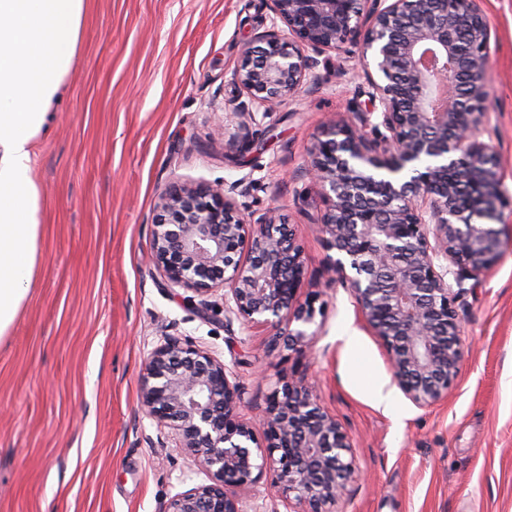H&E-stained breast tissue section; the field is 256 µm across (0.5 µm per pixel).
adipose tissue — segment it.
<instances>
[{
  "mask_svg": "<svg viewBox=\"0 0 512 512\" xmlns=\"http://www.w3.org/2000/svg\"><path fill=\"white\" fill-rule=\"evenodd\" d=\"M85 0H0V337L32 285L41 242L35 145L77 53Z\"/></svg>",
  "mask_w": 512,
  "mask_h": 512,
  "instance_id": "obj_1",
  "label": "adipose tissue"
}]
</instances>
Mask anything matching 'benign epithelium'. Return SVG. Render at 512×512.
I'll return each instance as SVG.
<instances>
[{
    "label": "benign epithelium",
    "mask_w": 512,
    "mask_h": 512,
    "mask_svg": "<svg viewBox=\"0 0 512 512\" xmlns=\"http://www.w3.org/2000/svg\"><path fill=\"white\" fill-rule=\"evenodd\" d=\"M271 11V29L243 48L232 73L249 99L245 124L260 125L315 82L318 55L348 44L365 61L369 107L324 128L309 152L327 202L326 271L354 296L392 383L416 406L432 405L460 373L463 284L501 255L502 178L493 147L477 138L491 41L481 0H271ZM247 180L171 182L150 260L167 286L200 297L201 317L206 296L223 288L225 314L273 329L268 351L303 354L318 294L301 296L306 262L292 225L238 204ZM141 404L209 478L161 512H239L233 490L256 485L267 467L270 487L294 495L297 512H337L355 478L351 437L311 381L275 389L255 425L239 416L243 392L224 363L169 339L145 362Z\"/></svg>",
    "instance_id": "7a95c632"
}]
</instances>
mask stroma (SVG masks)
<instances>
[{
    "instance_id": "stroma-1",
    "label": "stroma",
    "mask_w": 512,
    "mask_h": 512,
    "mask_svg": "<svg viewBox=\"0 0 512 512\" xmlns=\"http://www.w3.org/2000/svg\"><path fill=\"white\" fill-rule=\"evenodd\" d=\"M495 35L481 140L512 198V0H484ZM269 0H87L72 71L35 175L41 260L0 341V512H160L207 475L140 403L145 359L166 337L208 350L244 391L251 418L285 380L313 379L318 402L353 439L358 479L341 512H512V246L460 308L461 371L447 397L418 407L390 385L386 355L350 291L329 281L317 221L323 191L309 149L337 116L365 108L358 48L320 56L318 81L244 131L232 81L243 46L270 27ZM248 137L230 154L224 142ZM250 176L238 202L277 209L307 260L303 292L323 306L312 349L267 354L269 331L225 323L223 291L201 319L187 290L148 261L159 196ZM357 337L348 348L344 336Z\"/></svg>"
}]
</instances>
